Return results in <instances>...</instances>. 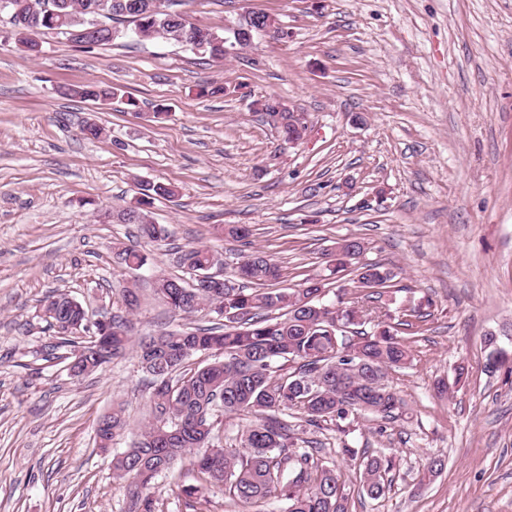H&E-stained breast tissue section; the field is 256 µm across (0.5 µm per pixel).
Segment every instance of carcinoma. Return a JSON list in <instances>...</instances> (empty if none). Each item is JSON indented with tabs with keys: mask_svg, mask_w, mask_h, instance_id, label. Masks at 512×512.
Segmentation results:
<instances>
[{
	"mask_svg": "<svg viewBox=\"0 0 512 512\" xmlns=\"http://www.w3.org/2000/svg\"><path fill=\"white\" fill-rule=\"evenodd\" d=\"M170 0H10L8 14L19 30L18 42L30 54L39 52L33 35L53 34L83 49L108 44L126 35L111 25L126 21L143 40H174L213 59L224 56L225 37L188 24L170 9ZM103 26L85 33L91 23ZM118 89L95 83L70 87L64 95L103 101L117 96ZM256 111L281 108L279 131L283 139L296 132L292 113L269 96L254 102ZM173 186L148 183L136 204L104 217L138 226L139 237L161 244L169 239L166 225L150 220L149 206L157 197L175 196ZM363 252V242L346 238L336 246L331 273L347 270ZM118 266L140 269L147 255L139 244L113 248ZM177 263L192 276L216 265L211 251L188 246L177 251ZM366 289L383 295L395 278L393 271L377 263L353 269ZM281 276L279 265L265 251L251 248L240 253L233 278L222 288H191L179 276L169 277L168 287L155 289L174 315L185 316L218 302L241 320L222 317L212 327L162 330L131 343L127 320L112 316L110 340L98 347L76 340L86 327L79 309L66 304L67 295L43 300L49 328L55 330L45 346L44 361L75 360L77 350L89 352L91 371L103 369L131 349L149 377V421L125 452L112 457V473L131 476L128 512H158L154 488L157 478L176 460L190 456L191 464L207 483L224 487V494L245 506L269 498L285 503V512H348L346 484L334 463L320 451L298 448L286 417L321 428L332 424L344 433L350 417L368 413L382 419L402 416L403 400L385 386L388 370L404 368L412 361L409 346L394 326L380 321L376 329L355 339L346 329L360 325L364 310L343 300L325 304L319 296L325 284L308 278L303 287L274 288ZM488 365L508 367L512 359L495 336L485 337ZM198 354L212 360L192 365ZM250 413L258 423L242 432L239 446L224 448L211 443L215 417ZM127 428L124 408L112 407L96 425L102 438H116ZM392 457L383 453L363 458L355 469L358 489L377 500L385 495Z\"/></svg>",
	"mask_w": 512,
	"mask_h": 512,
	"instance_id": "carcinoma-1",
	"label": "carcinoma"
}]
</instances>
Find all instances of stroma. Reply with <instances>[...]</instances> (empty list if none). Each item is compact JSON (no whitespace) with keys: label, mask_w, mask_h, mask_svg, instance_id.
Returning a JSON list of instances; mask_svg holds the SVG:
<instances>
[{"label":"stroma","mask_w":512,"mask_h":512,"mask_svg":"<svg viewBox=\"0 0 512 512\" xmlns=\"http://www.w3.org/2000/svg\"><path fill=\"white\" fill-rule=\"evenodd\" d=\"M178 10L218 33L262 12L288 36L255 34L221 61L132 34L90 52L46 35L37 57L0 42V512H127L129 482L113 477L95 428L124 404L115 449L129 448L148 419L146 376L131 352L78 381L44 366L39 302L68 293L90 321L126 317L135 340L211 324L206 307L172 316L152 279L177 273L175 245L217 252L231 275L241 245L225 224L250 226L283 288L324 276L345 238L395 273L383 311L413 360L387 383L405 415L382 425L358 414L344 435L294 428L298 447L334 459L348 512H512V375L488 372L484 347L493 333L512 352V0H180ZM88 82L122 95L64 96ZM210 83L227 94L201 95ZM267 95L305 113L301 145L282 148L252 111ZM86 120L100 139L83 138ZM152 181L177 190L151 207L172 244L145 245L143 268L116 266L112 246L134 228L98 211ZM345 444L396 455L385 497L360 493ZM434 457L445 467L423 480ZM197 481L177 461L158 481L159 512H239L215 487L188 506L178 488Z\"/></svg>","instance_id":"obj_1"}]
</instances>
